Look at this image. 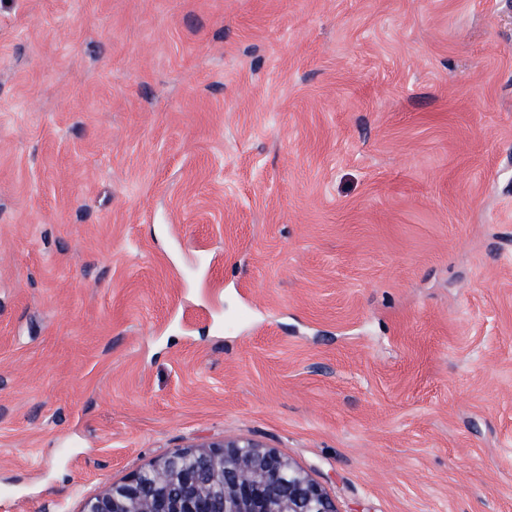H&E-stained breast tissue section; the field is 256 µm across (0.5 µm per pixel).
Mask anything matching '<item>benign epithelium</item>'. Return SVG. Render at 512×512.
Returning <instances> with one entry per match:
<instances>
[{"instance_id":"7a95c632","label":"benign epithelium","mask_w":512,"mask_h":512,"mask_svg":"<svg viewBox=\"0 0 512 512\" xmlns=\"http://www.w3.org/2000/svg\"><path fill=\"white\" fill-rule=\"evenodd\" d=\"M82 512H338L326 489L275 448L201 443L86 501Z\"/></svg>"}]
</instances>
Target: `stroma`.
I'll return each mask as SVG.
<instances>
[{
	"label": "stroma",
	"instance_id": "1",
	"mask_svg": "<svg viewBox=\"0 0 512 512\" xmlns=\"http://www.w3.org/2000/svg\"><path fill=\"white\" fill-rule=\"evenodd\" d=\"M227 438L512 512V0H0V512Z\"/></svg>",
	"mask_w": 512,
	"mask_h": 512
}]
</instances>
